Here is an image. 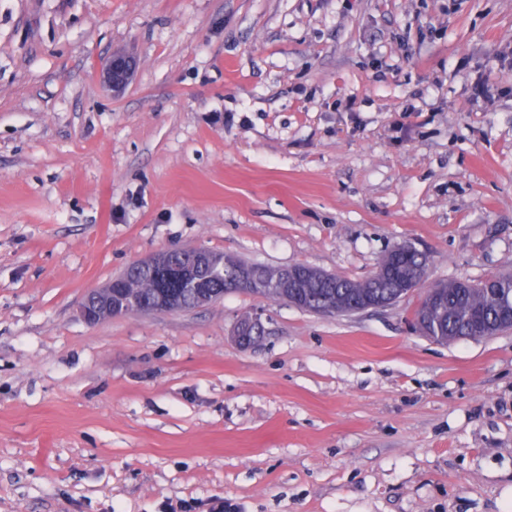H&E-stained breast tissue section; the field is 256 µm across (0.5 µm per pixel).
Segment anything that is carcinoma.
Returning a JSON list of instances; mask_svg holds the SVG:
<instances>
[{
    "mask_svg": "<svg viewBox=\"0 0 512 512\" xmlns=\"http://www.w3.org/2000/svg\"><path fill=\"white\" fill-rule=\"evenodd\" d=\"M212 254V259H224ZM224 293L232 291L236 278L235 263H244L238 257L225 258ZM428 256L417 250L403 255L388 252L378 264L379 274L363 281L328 274L325 280L309 277L297 288L304 301L303 310L324 316H344L368 309L373 304L396 303L408 295L411 282L427 275ZM491 288H461L459 282H439L425 289L424 297L415 311L420 330L431 339L451 342L459 336H467L475 322L493 336L509 327L499 316V303L492 289L512 291V274H498L486 278ZM157 272L136 269L127 279L112 289V293L97 289L88 294L91 302L102 309H125L137 312L157 298L159 291ZM174 305L189 309L206 303L211 289L199 282L197 275L190 274L173 288Z\"/></svg>",
    "mask_w": 512,
    "mask_h": 512,
    "instance_id": "cac0c4a2",
    "label": "carcinoma"
}]
</instances>
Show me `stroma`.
Here are the masks:
<instances>
[{
    "mask_svg": "<svg viewBox=\"0 0 512 512\" xmlns=\"http://www.w3.org/2000/svg\"><path fill=\"white\" fill-rule=\"evenodd\" d=\"M399 244L512 273V0H0V512H512V329L432 341L419 289L80 315L176 246ZM132 63L123 55L113 54L103 69V78L113 92H121L129 82Z\"/></svg>",
    "mask_w": 512,
    "mask_h": 512,
    "instance_id": "1",
    "label": "stroma"
}]
</instances>
